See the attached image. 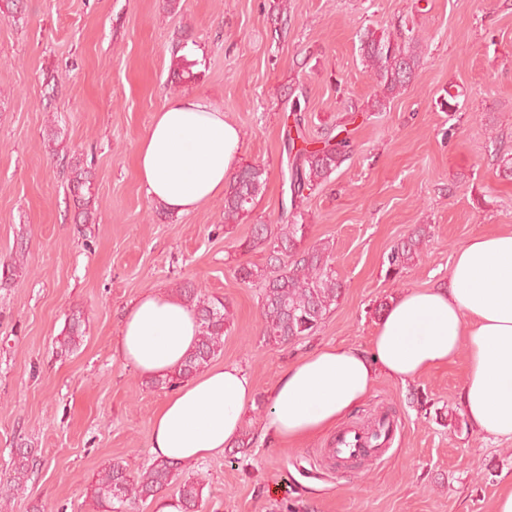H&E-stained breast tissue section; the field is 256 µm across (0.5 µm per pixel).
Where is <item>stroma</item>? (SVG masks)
Masks as SVG:
<instances>
[{
  "label": "stroma",
  "mask_w": 512,
  "mask_h": 512,
  "mask_svg": "<svg viewBox=\"0 0 512 512\" xmlns=\"http://www.w3.org/2000/svg\"><path fill=\"white\" fill-rule=\"evenodd\" d=\"M415 28L424 61L382 111L359 56L365 29ZM193 78L172 83L173 51ZM202 94L241 131V160L268 172L248 219L225 226L216 198L179 215L149 199L136 151L155 112ZM306 99V128L336 125L355 153L302 204L312 237L329 241L343 283L314 335L261 340L260 283L234 270L265 266L242 251L253 225L276 223L289 104ZM456 110H448V97ZM512 0H26L0 12V478L18 448L41 464L9 512H88L86 488L108 461L138 473L153 461L152 419L167 392L114 355L122 319L150 288L190 281L224 298L231 322L216 364L252 378L243 446L182 465L206 482L201 512H492L512 475V441L469 422L465 357L403 384L379 376L345 424L392 414L382 459L336 467L322 433L289 445L265 437L266 408L289 363L314 348H367L390 300L442 287L470 239L512 228ZM87 169L93 221L74 223L68 182ZM420 260L400 273L386 256L416 226ZM79 348L58 341L72 315Z\"/></svg>",
  "instance_id": "35a3bbf8"
}]
</instances>
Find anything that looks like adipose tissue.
<instances>
[{
  "mask_svg": "<svg viewBox=\"0 0 512 512\" xmlns=\"http://www.w3.org/2000/svg\"><path fill=\"white\" fill-rule=\"evenodd\" d=\"M239 129L200 94L171 98L137 152L146 195L178 214L223 195L241 154ZM194 311L152 288L127 309L117 358L162 375L194 348ZM466 358L462 401L483 433L512 440V230L477 236L453 256L443 288L411 289L387 306L369 350L325 345L288 364L272 392L264 429L299 442L333 427L370 393L379 375L406 383ZM255 401L235 363L208 369L171 392L153 419L155 457L188 464L223 455Z\"/></svg>",
  "mask_w": 512,
  "mask_h": 512,
  "instance_id": "ef3b65f1",
  "label": "adipose tissue"
}]
</instances>
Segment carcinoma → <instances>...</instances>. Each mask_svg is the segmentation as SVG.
I'll list each match as a JSON object with an SVG mask.
<instances>
[{"mask_svg":"<svg viewBox=\"0 0 512 512\" xmlns=\"http://www.w3.org/2000/svg\"><path fill=\"white\" fill-rule=\"evenodd\" d=\"M361 62L374 76L375 92L367 111L379 112L384 102L405 91L421 67L419 41L403 32L392 36L367 29L360 35ZM306 101L295 96L289 107L291 125L285 129L283 151L287 168L281 170L284 193L278 223L254 225L252 240L245 250L261 246L269 251V265H238L237 278L247 284L262 283L261 335L268 345L285 346L313 335L341 297V285L333 265L330 243L310 241L312 225L306 223L302 202L308 193L326 182L355 151V144L344 128L321 139L307 135ZM268 172L259 165L239 168L224 191V224H237L248 218L255 200L263 193ZM78 206L76 219L85 224L92 218V182L88 172L74 167L69 180ZM425 244L419 229L395 246L388 255L389 269L398 273L419 260ZM180 299L196 312L199 333L195 347L173 372L151 378V385L173 389L205 368L224 347V334L230 326V311L224 301L203 294L187 283L177 288ZM81 320L71 319L60 347L70 351L82 339ZM40 465L33 448L17 449L12 474L0 483V499L8 500L24 489L29 474ZM180 463L155 459L138 475H131L118 462H108L90 486L87 497L96 512H131L139 502L156 497L178 483L181 512H198L205 485L198 477L180 478Z\"/></svg>","mask_w":512,"mask_h":512,"instance_id":"obj_1","label":"carcinoma"}]
</instances>
